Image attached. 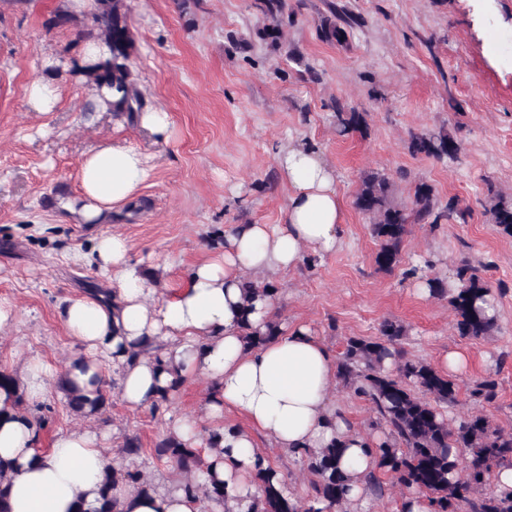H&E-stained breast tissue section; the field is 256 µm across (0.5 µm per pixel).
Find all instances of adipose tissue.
<instances>
[{
	"label": "adipose tissue",
	"instance_id": "ef3b65f1",
	"mask_svg": "<svg viewBox=\"0 0 512 512\" xmlns=\"http://www.w3.org/2000/svg\"><path fill=\"white\" fill-rule=\"evenodd\" d=\"M279 173L289 188L284 224H244L228 231L223 250L194 265L187 284L178 292L153 298L140 271L129 261V244L116 234L97 240L100 267L109 272L114 287L111 303L92 297L69 300L61 312L69 335L81 347L80 356L66 365L68 385L94 395L106 367L120 369V397L134 407L151 406L172 381L204 378L208 383L206 410L220 422L223 454L207 453L208 471L224 480L231 512H248L260 489L254 481L260 455L251 436L260 431L277 447L291 451L342 443L343 467L350 474L346 500L362 504L363 476L375 466L377 434L356 430L329 402L338 384L335 353L310 328L298 326L259 347L243 339L244 325L263 329L275 301L266 295L245 303L246 273L265 275L286 270L302 261L305 250L328 253L339 242L342 203L336 174L310 148L281 150ZM152 167L142 151L121 143L100 147L80 170L77 196L61 200L64 212L81 223L100 224L112 211L138 199ZM162 338L168 348L160 358L144 356L135 363L127 357L144 338ZM50 374L38 360H29L18 380L0 388V459L13 462L10 512H86L96 506L98 484L112 464L106 437L89 430L58 434L51 447L37 448V427L17 417L14 403H29L48 392ZM242 414L249 429L228 428L229 413ZM123 512H202L198 495L185 491L120 489Z\"/></svg>",
	"mask_w": 512,
	"mask_h": 512
}]
</instances>
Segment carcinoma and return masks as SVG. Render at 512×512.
<instances>
[{
	"label": "carcinoma",
	"instance_id": "carcinoma-1",
	"mask_svg": "<svg viewBox=\"0 0 512 512\" xmlns=\"http://www.w3.org/2000/svg\"><path fill=\"white\" fill-rule=\"evenodd\" d=\"M321 29L328 41L345 40V28L336 22L326 20ZM84 38L100 40L109 48L107 57L81 68L79 74L85 84L120 96L119 101L110 104L116 114L140 111L142 96L131 65L135 39L125 0H96L90 29ZM364 123L363 113L346 112L343 106L336 105V127L340 132H355ZM408 149L441 159L454 157L460 145L447 134L414 133ZM391 192L392 184L387 178L370 174L363 178L354 201L357 209L375 217L371 231L378 243L376 263L384 271L393 270L399 263L408 225L434 226L455 212L451 205L445 212L435 211L432 190L424 184L417 187L414 207L409 213L392 204ZM490 214L500 231L512 236V205L499 200L491 206ZM456 278L457 285L452 288L441 280H431L430 293L449 298L460 335H490L498 328V319L487 310L488 283L479 275V269L466 260L457 268ZM380 332L376 340L348 338L337 360L339 381L371 405L375 414L371 426L384 436L380 446L373 449L380 471L390 475L395 485L425 494L431 512H512V492L498 491L493 485L495 470L505 462L512 463V430L492 423L482 414H471L450 426L441 407L459 403L460 386L456 379L408 356L399 347L405 336L402 325L386 321ZM387 357L395 360L393 372L383 371ZM468 392L476 402L491 403L497 397V382L483 378L474 382ZM67 393L69 405L77 413L92 415L103 403L100 392L93 398L75 388ZM344 452V448L333 443L299 453L304 469L315 476L307 497L301 501L292 494H284L278 471L258 461L255 481L261 495L251 503L249 512H333L343 508L348 483L342 468ZM155 453L186 474L205 466L201 449L189 448L172 435L157 443ZM140 454L138 441L127 440L121 461L105 473L96 512H121L116 496L120 486L138 491L155 489L137 464ZM11 470L10 463L0 460V512H9ZM364 483L370 496H384L385 486L377 472L366 473ZM180 487L199 491L205 503L221 505L227 500L224 481L214 475L205 485L194 486L187 480Z\"/></svg>",
	"mask_w": 512,
	"mask_h": 512
}]
</instances>
